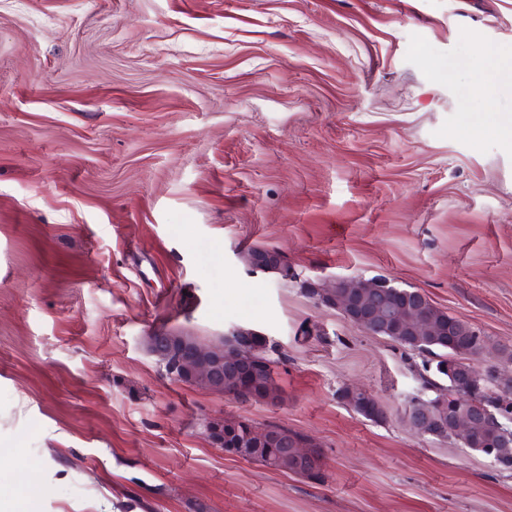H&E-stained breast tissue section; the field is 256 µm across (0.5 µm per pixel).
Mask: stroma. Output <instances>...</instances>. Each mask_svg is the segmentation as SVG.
I'll return each instance as SVG.
<instances>
[{
	"label": "stroma",
	"instance_id": "1",
	"mask_svg": "<svg viewBox=\"0 0 512 512\" xmlns=\"http://www.w3.org/2000/svg\"><path fill=\"white\" fill-rule=\"evenodd\" d=\"M374 276L479 328L476 369L512 350V0H0L12 512H512V470L407 427L421 356L303 291ZM234 327L281 351L277 402L144 345ZM213 418L302 434L321 479ZM206 433L209 442L217 447L223 448L225 454H230L239 457L243 448H236V442L232 441V434L226 429L224 430L223 419H213L206 424ZM272 437H260L257 441H253L250 445L253 448H261L267 443L271 442ZM266 448V452L262 453L258 457L248 458L252 461L261 462L274 469L290 472L296 475L305 476L312 479H320L322 477V462L321 456L315 458H309L306 460H298L291 454L284 455L280 452L279 444L277 442H271ZM253 448H250L253 449Z\"/></svg>",
	"mask_w": 512,
	"mask_h": 512
}]
</instances>
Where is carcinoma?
Returning a JSON list of instances; mask_svg holds the SVG:
<instances>
[{
    "mask_svg": "<svg viewBox=\"0 0 512 512\" xmlns=\"http://www.w3.org/2000/svg\"><path fill=\"white\" fill-rule=\"evenodd\" d=\"M248 262L251 266L263 270H272L284 265L283 257L279 253L263 249L250 251ZM417 296L418 291L414 289L401 288L392 284L390 287L378 291L371 288L364 289L363 303L382 307L405 301L413 302ZM425 306L433 316L445 321L452 335L399 336L382 326L373 330V333L384 336L411 351L432 357V361L435 363L432 377L423 378V385L427 389L434 390L435 394L415 396L410 399V402L413 403L421 399L431 401L442 393L452 401L489 407L495 413L492 425L483 428L473 443L468 445V448L483 454L491 448L497 455L512 460V439H505V433L512 430L506 427V424L512 422L509 420V416L512 415V394L508 396V403L503 407L499 405L502 397L494 398L486 392L487 383L482 378V373H476L477 383L482 386V390L478 393L455 387L448 375V364L458 360L464 361L469 356L476 355L474 351L467 354L459 352V349L467 347L472 342L481 343L485 341V337L475 334V328L471 324L448 315L447 312L436 307L430 301H425ZM235 340L242 345L244 357L252 360L258 366V376L248 384L241 382L236 377H226L224 378V390L235 392L236 399L242 401L251 399L275 401L278 398L274 381V365L277 360L270 356L269 343L263 336L249 329L240 332ZM342 399L353 411L366 419L375 420L382 416L381 410L366 407L362 403L361 395L351 390L343 391ZM272 431L275 433V438L286 443L290 448H302L309 444L303 435L286 428L274 426ZM427 433L431 437L443 440L452 437V434L448 432V418L443 415L442 411L435 410V424L427 428ZM255 461L274 469L312 479L322 477L321 457L299 460L291 454L288 456L282 454L279 444L276 442L270 443V449L256 457Z\"/></svg>",
    "mask_w": 512,
    "mask_h": 512,
    "instance_id": "cac0c4a2",
    "label": "carcinoma"
}]
</instances>
